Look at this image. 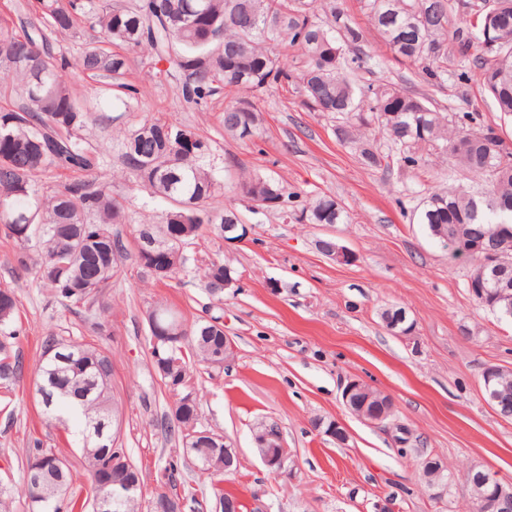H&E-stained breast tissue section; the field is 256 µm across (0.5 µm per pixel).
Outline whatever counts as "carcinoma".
<instances>
[{
	"instance_id": "obj_1",
	"label": "carcinoma",
	"mask_w": 512,
	"mask_h": 512,
	"mask_svg": "<svg viewBox=\"0 0 512 512\" xmlns=\"http://www.w3.org/2000/svg\"><path fill=\"white\" fill-rule=\"evenodd\" d=\"M492 34L499 41L487 53L482 44L485 17L478 21L459 12L458 0H359L360 9L378 29L393 56L421 69L427 84L437 85L448 74V43L455 42L464 57L458 79L476 75L491 94L498 111L512 114V0H492ZM87 23L100 29L102 39L86 43L73 58L53 50L52 39L75 33ZM364 35L351 22L343 0H38V14L27 17L22 34L0 23V73L21 91L25 103L0 111V225L18 248L14 270L33 273L56 297L83 306L102 327L109 307L103 301L112 279L121 272L127 255L123 239L113 230L126 223L125 208L114 198L109 183L86 176L101 165V151L90 146L81 131L90 117L74 93L67 73L75 68L105 80L113 108L128 107L136 95L127 81L134 54L148 51L166 59L185 74L181 99L190 108L224 93L238 100L224 108V130L240 140L260 134L257 105L247 96L272 86L298 85L308 111L337 112L350 121L336 127V137L356 145L362 163L370 168L389 165L363 132L375 124L392 141L398 160L407 168L425 163L422 151H438L486 182L485 191L448 188L430 193L417 214L429 234L443 242L465 227H482L496 234L499 251L512 256V229L495 232V224L509 212L492 202L512 204V152L502 155L495 146L505 142L495 128L476 123L470 112L455 118L424 96L395 87L350 83L344 69H365L368 55ZM286 48L291 56L279 49ZM210 145L192 131L159 119H144L125 132L122 159L126 174L169 204L159 228L138 227L137 258L156 280L174 279L187 271L184 246L206 230L223 234L224 225L241 224L238 210L216 209L212 200L221 190L205 159ZM76 178L46 191L36 178L58 171ZM236 190L256 207L283 208L288 192L259 173L238 178ZM299 219L311 224H340L343 208L331 196L315 199ZM38 239L41 250L29 248ZM471 278H485L474 299L491 310L505 308L497 299L490 270L482 256L472 258ZM210 295L219 296L235 286L237 272L209 257L197 260ZM16 303L11 289L0 288V388L6 399L22 370L14 350L15 332L8 330ZM164 329L174 324L187 331L176 343L150 346L156 374L174 396L169 424L184 438L183 430L201 431L198 402L183 398L194 392L198 365L224 367L222 315L187 323L182 314L157 307ZM68 350L73 359L57 361L51 348ZM491 386L512 403V373L494 374ZM47 419L69 428L81 449L90 479L89 494L99 491L100 473L112 467V432L121 415L112 395V354L98 345L45 336L37 367L36 389ZM359 402L377 404L385 411L391 399L362 385ZM29 460L43 462L39 486L27 473L26 494L37 512H62L64 495L72 481L70 464L30 441ZM201 464L210 462L211 496L224 498V443H205L194 450ZM170 465L154 498L168 501L171 512H183L179 496L166 490L175 477Z\"/></svg>"
}]
</instances>
